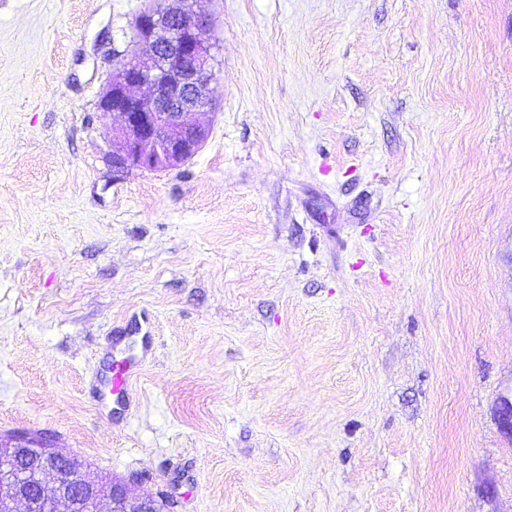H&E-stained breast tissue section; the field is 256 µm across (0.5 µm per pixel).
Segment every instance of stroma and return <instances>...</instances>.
<instances>
[{
  "mask_svg": "<svg viewBox=\"0 0 512 512\" xmlns=\"http://www.w3.org/2000/svg\"><path fill=\"white\" fill-rule=\"evenodd\" d=\"M167 4L0 0V434L162 512H512V0H198L209 138L118 177ZM132 359H126L122 361L123 363L116 366L114 369L111 366L109 367L110 376L107 380L108 385H110V392L112 395L123 393L127 388V381L130 375L134 372L136 368V364H130Z\"/></svg>",
  "mask_w": 512,
  "mask_h": 512,
  "instance_id": "stroma-1",
  "label": "stroma"
}]
</instances>
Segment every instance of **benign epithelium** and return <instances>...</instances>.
Instances as JSON below:
<instances>
[{
  "instance_id": "benign-epithelium-1",
  "label": "benign epithelium",
  "mask_w": 512,
  "mask_h": 512,
  "mask_svg": "<svg viewBox=\"0 0 512 512\" xmlns=\"http://www.w3.org/2000/svg\"><path fill=\"white\" fill-rule=\"evenodd\" d=\"M163 12L144 10L133 49L117 56L98 103L119 124L112 128V171H164L194 157L209 129L189 123V112L212 109L214 80L209 21L195 0H170ZM497 420L512 439V394L502 397ZM160 512L156 497L128 484L108 490L89 479L77 457L54 449L46 436H0V512Z\"/></svg>"
}]
</instances>
